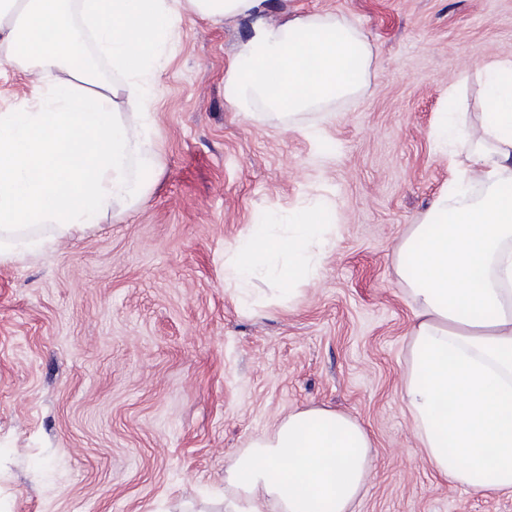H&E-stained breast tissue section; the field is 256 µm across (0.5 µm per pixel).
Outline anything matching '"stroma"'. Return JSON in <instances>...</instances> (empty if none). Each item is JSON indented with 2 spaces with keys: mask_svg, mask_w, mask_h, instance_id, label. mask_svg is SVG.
Returning a JSON list of instances; mask_svg holds the SVG:
<instances>
[{
  "mask_svg": "<svg viewBox=\"0 0 512 512\" xmlns=\"http://www.w3.org/2000/svg\"><path fill=\"white\" fill-rule=\"evenodd\" d=\"M269 2L279 20H350L372 49L365 88L252 118L226 82L251 20L181 14L147 83L145 201L0 261V512H218L225 468L310 406L372 442L351 512H512V490L449 483L413 435L394 270L450 176L432 129L451 111L478 122L484 64L512 55V0ZM297 207L334 226L318 278L226 288V248Z\"/></svg>",
  "mask_w": 512,
  "mask_h": 512,
  "instance_id": "35a3bbf8",
  "label": "stroma"
}]
</instances>
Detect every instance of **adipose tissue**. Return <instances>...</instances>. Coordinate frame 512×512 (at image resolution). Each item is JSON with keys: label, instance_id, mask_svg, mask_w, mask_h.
Listing matches in <instances>:
<instances>
[{"label": "adipose tissue", "instance_id": "1", "mask_svg": "<svg viewBox=\"0 0 512 512\" xmlns=\"http://www.w3.org/2000/svg\"><path fill=\"white\" fill-rule=\"evenodd\" d=\"M186 7L215 22L255 20L228 69L237 110L303 112L366 84L371 48L337 15L270 24L266 0H0V58L37 88L34 102L0 112L1 259L42 227L69 237L143 200L153 173L147 115L118 111L116 98L143 97ZM78 26L126 74L122 86L86 66ZM484 74L490 107L480 124L437 123V140L455 138L464 157L449 158L452 177L398 245L395 270L415 318L401 391L413 433L438 474L491 493L512 489V58ZM324 219L297 208L289 223L252 225L225 262L228 287L244 290L262 274L313 281ZM372 470L357 421L294 411L226 469L223 512H349Z\"/></svg>", "mask_w": 512, "mask_h": 512}]
</instances>
